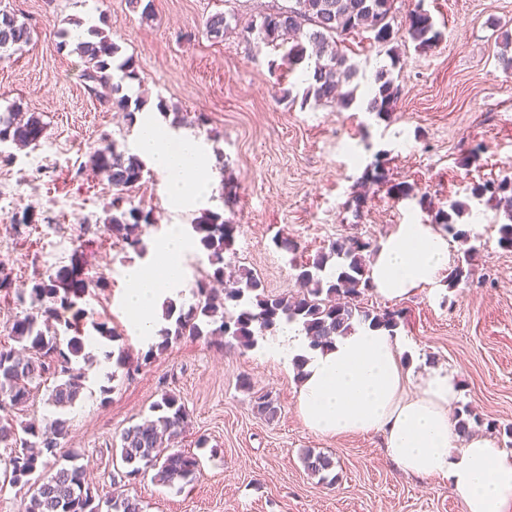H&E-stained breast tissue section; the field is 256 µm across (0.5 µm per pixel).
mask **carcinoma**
Segmentation results:
<instances>
[{"instance_id": "carcinoma-1", "label": "carcinoma", "mask_w": 512, "mask_h": 512, "mask_svg": "<svg viewBox=\"0 0 512 512\" xmlns=\"http://www.w3.org/2000/svg\"><path fill=\"white\" fill-rule=\"evenodd\" d=\"M395 0H289V5L259 15L241 30L242 38L252 39L275 48H285L284 64L292 70L305 60L307 64L304 99L316 105L349 108L355 100L349 88L356 71L345 52L348 37L362 32L374 34V42L385 50L395 63L399 56L392 47L398 31L394 29ZM233 13L217 12L205 22L206 35L222 39L232 29ZM405 29L419 48H429L442 37L435 29L428 11L419 7L405 18ZM30 27L18 21L10 11L0 12V51L7 52L30 40ZM76 50L83 59L84 79L91 83L96 95L105 103L134 115L141 102H131L123 93L122 81L136 78L131 59L118 60L120 48L106 32L94 27L88 38L77 42ZM498 65L512 74V34L502 38ZM122 76L114 80L113 72ZM400 93L390 70L380 69L375 75V90L367 111L379 117L393 112ZM45 133V123L30 113L0 114V144L20 142L37 144ZM91 165L106 176L112 188L122 193L143 178L144 164L140 157L117 150L107 144L91 155ZM471 196L488 198L504 213L499 243L512 248V178L485 180L472 185ZM121 197L112 200L107 212L106 227L116 242L143 254L147 230L156 224L153 210L120 206ZM467 209L462 202L439 209L432 223L440 225L452 237L466 236L457 227L455 217ZM238 225L211 210L200 212L191 223L195 243L206 253L211 270L196 281L195 306L181 312L170 328L159 331L160 341L151 345L144 356L149 360L155 351H163L172 341L184 336H224L248 349L256 334L273 330L282 322H297L309 337L311 347L328 348L338 336H345L361 324L383 328L393 333L402 319V312H374L362 306L363 297L373 291L368 265L376 245L369 240L349 238L336 240L328 249L294 265L296 283L301 291L295 295H272L262 281L243 268L229 278L224 274V253L231 249ZM340 259L336 269L326 272L332 258ZM14 293L19 302L31 300L34 310L17 316L11 326L12 338L21 349L0 345V405L14 408L26 406L33 395V386L51 380L49 401L56 407L72 405L84 389L85 373L78 359L89 362L83 354L81 338L73 336L63 343L53 323H61L60 310L76 305V300L89 293L84 280L77 277L76 267L34 278L30 289L14 287L9 275L0 276V292ZM156 419L128 427L120 437V460L127 471L113 476L112 484L134 478L146 470L155 471L154 479L173 486L195 480L200 463L191 453L176 448L187 423L188 412L176 395L165 392L152 405ZM36 441L18 440V432ZM68 422L62 417L52 420L42 432L32 423L0 418V445L11 449L5 460L10 481L27 487L28 497L21 503V512H144L138 499L114 492L102 498L86 481L84 468L75 464L78 454L69 455V464L62 465L48 476L38 473L44 454L55 453L59 439L65 437ZM304 465L319 481L327 482L332 460L322 454L307 452Z\"/></svg>"}]
</instances>
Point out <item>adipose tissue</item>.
Listing matches in <instances>:
<instances>
[{
	"instance_id": "obj_1",
	"label": "adipose tissue",
	"mask_w": 512,
	"mask_h": 512,
	"mask_svg": "<svg viewBox=\"0 0 512 512\" xmlns=\"http://www.w3.org/2000/svg\"><path fill=\"white\" fill-rule=\"evenodd\" d=\"M139 154L163 173L178 199L206 203L215 181L207 155L191 133L171 144L156 119L143 120ZM190 245L180 226L154 242L148 262L131 271L128 317L145 340L161 327L158 310L185 297L176 261ZM450 260L448 239L427 224H401L379 244L371 261L375 292L403 299L433 285ZM402 338L362 326L330 348H312L295 323L283 324L272 343L275 358L300 364L297 408L307 428L325 437L380 433L384 452L405 475L447 479L464 512H512V450L483 433L460 438L451 423L459 399L455 375L440 366L405 367Z\"/></svg>"
}]
</instances>
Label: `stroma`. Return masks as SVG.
<instances>
[{
	"label": "stroma",
	"mask_w": 512,
	"mask_h": 512,
	"mask_svg": "<svg viewBox=\"0 0 512 512\" xmlns=\"http://www.w3.org/2000/svg\"><path fill=\"white\" fill-rule=\"evenodd\" d=\"M145 2L146 19L128 0H0V10L31 30L27 44L0 57V113L34 112L46 125L38 147L0 145V269L19 288L71 264L86 277H104L106 290H92L62 318L77 323L84 340L97 322L116 331L114 339H98L72 407L57 411L42 386L12 418L42 425L65 415L68 434L48 462L78 453L92 489L105 497L122 466L115 452L122 432L150 417L162 392L177 395L190 414L178 447L198 458L200 471L181 488L149 472L128 480L125 492L144 512H463L447 479L409 477L391 463L381 434L326 438L309 430L297 411L296 371L267 352L276 333L247 349L184 337L147 357L121 304L129 270L142 257L115 244L105 228L114 191L90 163L105 133L136 153L139 127L88 90L79 54L59 50L56 33L96 21L133 61L137 77L125 80L127 94L148 111L165 101L202 147L223 153L224 185L214 188L209 208L238 226L225 261L251 270L269 293L293 290V258L352 236L378 242L397 225L427 224L438 209L466 203L458 223L467 236L449 241L451 257L472 256L461 282L442 279L401 300L370 293L364 303L402 311L398 335L428 364L455 374L457 411L477 414L481 432L505 448L512 444L501 432L512 423V248L499 243L503 214L472 199L470 188L512 178V75L497 64L499 34L512 31V0H397L403 16L423 4L442 38L419 49L399 33L396 64L372 34L347 40L358 66V95L347 109L301 104L303 71L282 66L281 49L245 42L236 31L220 42L205 33L214 13L247 19L288 0ZM387 66L401 93L380 118L366 112L362 93ZM475 143L484 146L479 161L463 166L465 148ZM375 162L385 182L362 184ZM399 183L412 186L411 195L392 196L390 186ZM124 197L153 210L149 242L169 225L189 227L199 214L194 204H173L164 177L149 168ZM25 209L34 224L14 226V213ZM282 236L297 242L296 254L276 246ZM120 350L141 358L134 378L117 374L113 354ZM243 376L250 389L239 387ZM263 394L274 400L275 418L257 414L254 400ZM309 451L333 460L332 484H319L305 469Z\"/></svg>",
	"instance_id": "1"
}]
</instances>
